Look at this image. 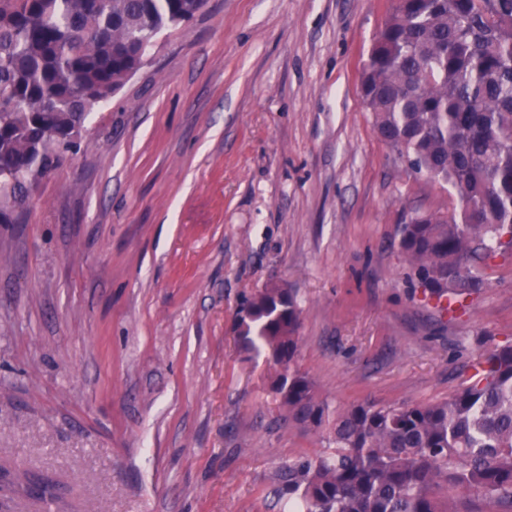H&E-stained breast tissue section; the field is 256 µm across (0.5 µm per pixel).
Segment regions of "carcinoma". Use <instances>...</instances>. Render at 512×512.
Here are the masks:
<instances>
[{
  "instance_id": "obj_1",
  "label": "carcinoma",
  "mask_w": 512,
  "mask_h": 512,
  "mask_svg": "<svg viewBox=\"0 0 512 512\" xmlns=\"http://www.w3.org/2000/svg\"><path fill=\"white\" fill-rule=\"evenodd\" d=\"M361 94L379 136L418 174L450 186L448 215H416L400 248L422 294L448 312L483 286L481 264L512 250V0H392ZM206 0H0V223L76 151L87 116L148 60L143 43L187 25ZM300 309L286 287L258 291L237 342L280 368L288 426L327 450L288 460L280 512H512V346L476 360L445 400L333 405L292 368Z\"/></svg>"
}]
</instances>
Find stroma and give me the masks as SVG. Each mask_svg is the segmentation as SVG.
Instances as JSON below:
<instances>
[{"instance_id":"obj_1","label":"stroma","mask_w":512,"mask_h":512,"mask_svg":"<svg viewBox=\"0 0 512 512\" xmlns=\"http://www.w3.org/2000/svg\"><path fill=\"white\" fill-rule=\"evenodd\" d=\"M390 6L207 0L0 223V512H278L279 467L326 443L235 340L271 285L301 310L296 368L343 407L447 399L512 345V258L441 315L399 249L456 197L363 104Z\"/></svg>"}]
</instances>
